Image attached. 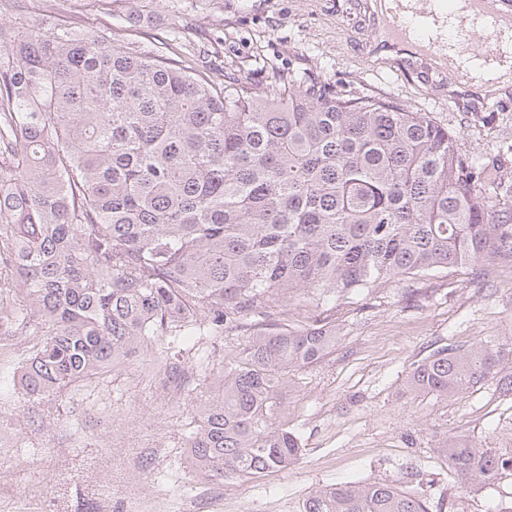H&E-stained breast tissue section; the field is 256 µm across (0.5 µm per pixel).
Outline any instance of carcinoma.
<instances>
[{"instance_id":"1","label":"carcinoma","mask_w":512,"mask_h":512,"mask_svg":"<svg viewBox=\"0 0 512 512\" xmlns=\"http://www.w3.org/2000/svg\"><path fill=\"white\" fill-rule=\"evenodd\" d=\"M179 30L146 49L113 27L0 26V336H27L18 378L41 405L166 337L251 330L242 357L205 368L187 436L209 480L294 465L278 422L291 371L336 329L287 328L270 309L317 306L438 268L512 263V158L474 162L428 112L278 71L257 88L188 66ZM480 341L434 351L412 394L454 396L500 372ZM168 380L189 383L178 363ZM460 492L512 467L443 440ZM303 512H428L394 484L322 488Z\"/></svg>"}]
</instances>
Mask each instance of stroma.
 <instances>
[{"mask_svg": "<svg viewBox=\"0 0 512 512\" xmlns=\"http://www.w3.org/2000/svg\"><path fill=\"white\" fill-rule=\"evenodd\" d=\"M365 0H26L23 13L1 12L0 24L98 30L127 17L120 37L151 47L179 25L201 53L196 69L227 72L262 85L270 70L314 72L342 90L377 94L429 112L456 132L474 159L512 145V101L472 111L456 106L451 88L431 96L395 59L373 54ZM290 327L325 320L338 340L320 363L290 375L279 421L297 434L304 455L291 468L222 483L230 512H303L312 491L345 482H380L425 501L429 512H512V470L479 491L457 496L448 460L436 447L463 436L512 456V395L495 379L452 398L406 389L415 362L448 345L490 341L512 348V263L493 262L406 277L316 306L291 301ZM249 341L226 328L220 341L184 350L194 363L238 360ZM25 337L0 340V512H195L212 481L188 468L185 440L194 410L164 381L166 342L138 359L77 384L51 403L30 407L14 374Z\"/></svg>", "mask_w": 512, "mask_h": 512, "instance_id": "stroma-1", "label": "stroma"}]
</instances>
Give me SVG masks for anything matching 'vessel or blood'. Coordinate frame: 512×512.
<instances>
[{"label": "vessel or blood", "mask_w": 512, "mask_h": 512, "mask_svg": "<svg viewBox=\"0 0 512 512\" xmlns=\"http://www.w3.org/2000/svg\"><path fill=\"white\" fill-rule=\"evenodd\" d=\"M366 20L373 52L394 53L400 71L432 86L456 71L466 80L463 96L491 103L482 92L485 72L512 33V0H371ZM474 28L488 37L487 46H467Z\"/></svg>", "instance_id": "vessel-or-blood-1"}]
</instances>
